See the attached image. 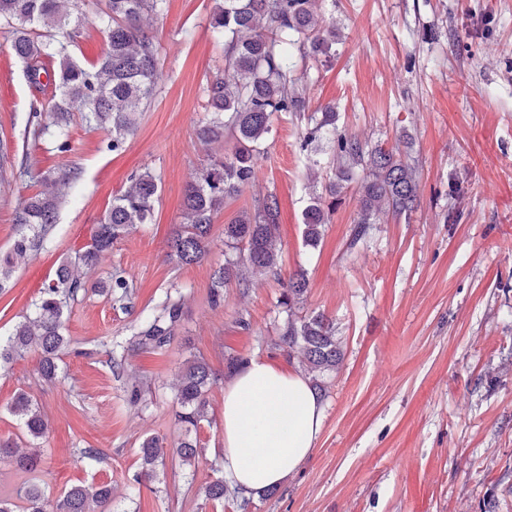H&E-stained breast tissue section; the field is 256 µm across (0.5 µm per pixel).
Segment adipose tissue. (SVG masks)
<instances>
[{"mask_svg": "<svg viewBox=\"0 0 512 512\" xmlns=\"http://www.w3.org/2000/svg\"><path fill=\"white\" fill-rule=\"evenodd\" d=\"M324 408L300 373L254 357L224 390L222 470L245 497L283 484L310 456Z\"/></svg>", "mask_w": 512, "mask_h": 512, "instance_id": "adipose-tissue-1", "label": "adipose tissue"}]
</instances>
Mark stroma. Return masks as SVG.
Here are the masks:
<instances>
[{
  "label": "stroma",
  "instance_id": "stroma-1",
  "mask_svg": "<svg viewBox=\"0 0 512 512\" xmlns=\"http://www.w3.org/2000/svg\"><path fill=\"white\" fill-rule=\"evenodd\" d=\"M86 22L73 49L85 65L106 48L98 20L104 0H83ZM218 0H167L147 18L158 48L156 93L124 151L106 147L72 104L71 149L25 138L33 108L47 109L53 89L33 92L24 63L0 33V139L31 174L0 169V255L20 225L24 200L42 190L43 173L79 177L59 211L45 250L14 267L0 293V335L32 313L41 284L58 264L89 244L113 197L135 171L161 177L151 223L121 237L64 313L70 346L49 383L41 354L27 351L0 371V438L39 451V470L0 459V495L18 499L32 482L50 498L70 486L108 485L112 512H512V0H316L320 23L336 26L328 54L296 53L307 109L278 116L257 160L258 181L213 219L204 261L169 260L166 240L181 223L186 188L232 140L206 146L203 89L224 69V43L209 25ZM336 112V127L369 146H394L407 135L418 170V198L407 214L381 216L358 246L350 238L360 202L347 186L317 246L303 238L301 213L336 178L332 143L303 145L314 113ZM318 163V179L308 166ZM281 205L280 278L256 276L250 289L224 287L211 307V274L225 259L224 226L266 193ZM133 285L131 308L101 291L112 267ZM305 271L301 314L333 322L342 360L325 377L324 422L310 457L275 495L239 503L205 500L221 445L224 386L208 394V423L198 431L195 463L165 458L139 490L144 439L177 440L175 384L186 358L202 357L224 374L230 355L257 356L288 371L300 354L278 347L286 317L281 279ZM183 314L171 344L136 350L141 323L158 313L171 285ZM248 328H241L239 319ZM121 368H114V360ZM139 382L142 399L127 389ZM37 402L46 435L30 440L8 407L18 392ZM95 448L99 461L81 451Z\"/></svg>",
  "mask_w": 512,
  "mask_h": 512
}]
</instances>
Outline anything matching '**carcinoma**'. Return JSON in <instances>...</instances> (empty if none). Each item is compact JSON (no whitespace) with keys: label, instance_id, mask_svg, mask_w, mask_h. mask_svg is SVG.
Segmentation results:
<instances>
[{"label":"carcinoma","instance_id":"obj_1","mask_svg":"<svg viewBox=\"0 0 512 512\" xmlns=\"http://www.w3.org/2000/svg\"><path fill=\"white\" fill-rule=\"evenodd\" d=\"M315 0H223L211 18L214 35L224 39V73L216 74L204 88L205 111L210 118L199 130L200 137L220 142L226 136L235 139L229 155L215 156L208 167L188 185L183 222L174 225L168 242V259L180 266L202 262L209 253L215 213L224 203L239 196L258 180L255 155L271 132L276 114L303 112L306 109L304 90L294 77V50L309 47L313 54L327 52L336 43V27L320 25L311 6ZM166 0H105L99 21L106 35L107 48L101 60L90 68L77 63L71 51L83 25L80 0H0V32L11 38L15 55L26 64L32 87L42 85V62L53 65V80L60 101L50 108L49 121L43 122L38 110L32 114L26 134L35 141L50 136L54 149L70 151L71 113L64 104L81 101L86 111V124L107 132V149L118 153L127 137L135 130L136 114L155 96L154 75L157 50L153 36L141 26L143 15L164 12ZM331 133L334 140V162L337 182L328 186L330 203L313 199L303 210V237L315 246L321 238L329 214L336 208L334 197L340 183L353 180L355 171L360 209L352 232L350 248L366 236L383 210L401 215L412 210L418 190L416 167L402 158L400 147L385 149L369 147L356 135L336 130V113L325 108L321 117L307 129L303 144ZM78 173L70 171L53 179L52 190L27 199L16 213L15 223L26 227L12 252L0 258V291L7 287L17 258L43 249L50 243V234L57 224L58 213L66 202ZM130 185L112 198L103 220L97 225L89 245L76 252L75 260L59 265L55 278L45 284L34 303L33 318L19 322L8 336H0V367L13 362L34 346L41 352V373L47 380L56 376L57 359L68 346L64 335V312L71 300L85 288L77 268L92 269L101 256L112 249L129 227L151 223L154 203L159 195L160 177L150 169L135 172ZM280 203L270 193L260 198L250 212L224 225V245L236 251L232 258L212 273L210 302L218 307L224 300V285L232 280L242 288L253 285V275L266 273L279 276L275 242L280 237ZM132 284L126 271L112 268L103 291L114 305L124 309L131 298ZM307 282L300 272L288 278L278 300L287 319L278 328L279 346L301 348L302 365L314 385L322 388L325 375L336 369L340 350L333 323L322 314L299 320L290 312L302 302ZM182 317L181 296H166L160 312L146 320L137 332L136 345L142 349L159 350L170 345L173 330ZM217 383V376L202 359L186 360L176 385L175 418L181 434L172 454L185 464L200 453L198 430L207 415V393ZM9 412L22 421L27 435L40 439L47 431L46 420L32 399L18 393ZM141 470L132 476L141 485L153 479L164 446L153 437L143 442ZM0 457L10 460L18 469L32 472L40 465L37 453L19 454L15 444L0 441ZM228 487L224 478L204 488L207 501L222 502ZM25 506L0 496V512H112V489H96L73 485L55 501L46 498L40 485L32 483L23 492Z\"/></svg>","mask_w":512,"mask_h":512}]
</instances>
